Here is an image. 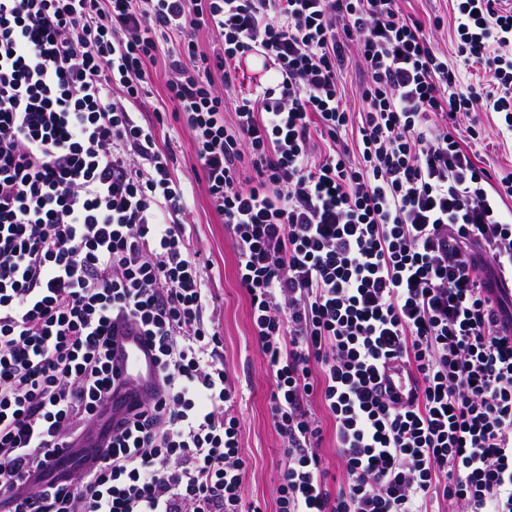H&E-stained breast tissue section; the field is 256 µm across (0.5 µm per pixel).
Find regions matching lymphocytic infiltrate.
Masks as SVG:
<instances>
[{"label":"lymphocytic infiltrate","mask_w":512,"mask_h":512,"mask_svg":"<svg viewBox=\"0 0 512 512\" xmlns=\"http://www.w3.org/2000/svg\"><path fill=\"white\" fill-rule=\"evenodd\" d=\"M401 2L0 0V512H255L207 263L156 139L170 120L274 380L278 512H512V173L480 167L481 129L460 124L492 112L512 132V5L456 0L479 93ZM257 52L279 82L231 96ZM129 328L156 352L140 394L113 356ZM392 360L416 375L408 399L381 385ZM365 80L362 64L352 53L346 66L339 76V88L342 95V103L347 112H359L362 109L360 92ZM151 71V91L150 98H147L144 103H137L133 107V111L136 112L137 116L142 120L150 122L153 119V106L155 104L161 105L162 100H165V83H166V71L163 63L158 62L155 66L150 68ZM310 408L315 416L321 421L324 430V440L321 443L320 454L322 455L325 467L328 471V480L332 490L336 491L340 484L346 479L342 462L336 454V447L333 438L334 422L325 413L318 402L312 401Z\"/></svg>","instance_id":"lymphocytic-infiltrate-1"}]
</instances>
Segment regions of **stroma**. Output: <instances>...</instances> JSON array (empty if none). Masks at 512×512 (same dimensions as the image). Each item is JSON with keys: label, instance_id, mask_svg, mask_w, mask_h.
<instances>
[{"label": "stroma", "instance_id": "obj_1", "mask_svg": "<svg viewBox=\"0 0 512 512\" xmlns=\"http://www.w3.org/2000/svg\"><path fill=\"white\" fill-rule=\"evenodd\" d=\"M402 7L424 20L439 19V27L431 28L430 35L447 55L460 87L486 86L488 73L478 65H463L456 55L452 0H404ZM478 119L486 133L485 141L475 145L480 166L496 173L512 172V132L499 130L497 114L482 112ZM156 138L173 157L172 174L185 185L192 244L209 260L208 286L223 338V361L238 378L240 454L246 462L243 497L259 512H277V487L286 458L269 417L272 379L252 338L249 301L236 280L232 240L222 218L210 208L203 182L194 174L193 144L187 128L172 122L157 129Z\"/></svg>", "mask_w": 512, "mask_h": 512}]
</instances>
